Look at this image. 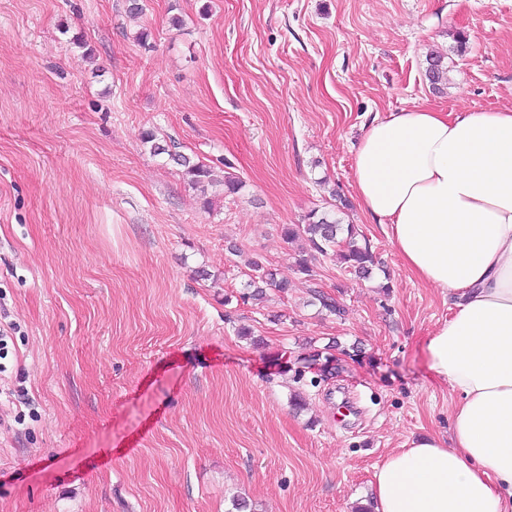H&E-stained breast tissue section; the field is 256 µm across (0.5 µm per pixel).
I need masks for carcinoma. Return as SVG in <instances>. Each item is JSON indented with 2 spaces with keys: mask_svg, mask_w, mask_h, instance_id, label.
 <instances>
[{
  "mask_svg": "<svg viewBox=\"0 0 512 512\" xmlns=\"http://www.w3.org/2000/svg\"><path fill=\"white\" fill-rule=\"evenodd\" d=\"M427 76L433 87L438 90L448 85V66L445 65L442 56L434 55L429 58ZM152 149L157 154H168L184 167L185 175L193 186L206 183L215 188H222L225 194H235L241 188V182L238 180L213 178L210 167L184 154L156 144L152 145ZM282 233L288 241L302 239L321 255L330 253L338 257L340 262L365 277L370 275L372 266L375 265V256L368 245L359 244L354 226L351 224L344 226L325 213L320 216L315 212L310 213L308 222L305 224H286ZM252 267L254 274L249 276L246 283L251 296L263 295L264 288L268 286L282 293L288 292V281L276 279L272 271L264 269L256 262L252 263Z\"/></svg>",
  "mask_w": 512,
  "mask_h": 512,
  "instance_id": "obj_1",
  "label": "carcinoma"
}]
</instances>
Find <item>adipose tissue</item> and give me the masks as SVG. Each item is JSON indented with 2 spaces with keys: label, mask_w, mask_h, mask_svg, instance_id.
Masks as SVG:
<instances>
[{
  "label": "adipose tissue",
  "mask_w": 512,
  "mask_h": 512,
  "mask_svg": "<svg viewBox=\"0 0 512 512\" xmlns=\"http://www.w3.org/2000/svg\"><path fill=\"white\" fill-rule=\"evenodd\" d=\"M352 177L405 266L451 303L423 344L455 397L450 435L385 458L375 512H512V109L373 120Z\"/></svg>",
  "instance_id": "ef3b65f1"
}]
</instances>
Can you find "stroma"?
<instances>
[{
    "instance_id": "1",
    "label": "stroma",
    "mask_w": 512,
    "mask_h": 512,
    "mask_svg": "<svg viewBox=\"0 0 512 512\" xmlns=\"http://www.w3.org/2000/svg\"><path fill=\"white\" fill-rule=\"evenodd\" d=\"M139 2L0 0V388L30 398L0 396V512H355L453 397L423 348L449 304L360 210L354 151L417 105L511 109L512 0ZM147 132L240 191L204 208ZM313 211L381 269L299 272L281 230ZM253 260L288 292L242 301Z\"/></svg>"
}]
</instances>
